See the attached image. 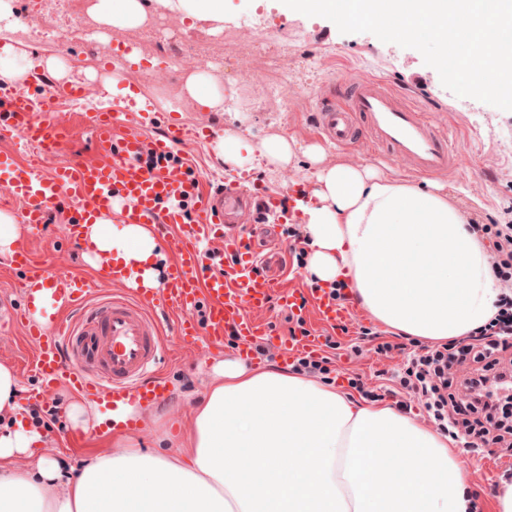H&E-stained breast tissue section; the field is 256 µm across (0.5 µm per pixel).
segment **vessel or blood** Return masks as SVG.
<instances>
[{
	"mask_svg": "<svg viewBox=\"0 0 512 512\" xmlns=\"http://www.w3.org/2000/svg\"><path fill=\"white\" fill-rule=\"evenodd\" d=\"M62 94L78 103L87 89L71 84L34 99L18 97L0 121V135L19 136L30 153L22 160L0 152V193L24 201L19 218L32 231H40L52 210L66 203L76 217L63 225L62 233L77 248L85 246L84 225L114 216L123 224L149 227L163 240L172 261L160 286L146 289L131 286L124 267L110 259H101L87 274L66 265L47 267L27 246H18L13 263L26 273L21 285L25 299L49 291L66 315L39 322L29 309L0 301V326L18 329L34 346L32 371L42 395L68 384L108 410L113 429L134 428L139 421L132 406L150 409L170 395L160 368L168 352L164 331L178 337L180 359L190 365L222 349L230 330L247 342L260 337L274 342L265 314L277 304L293 311L301 304L302 291L279 236L280 225L296 222L298 216L284 211L278 196L262 192L246 176L205 190L179 169L164 166L149 172L134 166V158L148 145L140 128L155 115L132 99L127 109L137 122L117 140L112 137L115 114L96 108L83 112L108 159L77 160L42 172L40 162L57 156L69 140L70 123L57 108ZM318 122L320 133L337 146L387 154L418 174L442 173L458 162L449 136L376 79L347 82L320 112ZM211 135L204 125L188 134L170 123L163 137L148 146L163 159L187 138ZM185 198L198 205L196 224L186 221L180 206ZM212 248L238 254V264L211 270ZM260 263L266 265V275L255 274ZM202 301L207 313L201 322L195 310ZM312 305L317 317L332 325L352 318V307L337 308L319 293Z\"/></svg>",
	"mask_w": 512,
	"mask_h": 512,
	"instance_id": "obj_1",
	"label": "vessel or blood"
}]
</instances>
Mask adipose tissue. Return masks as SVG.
<instances>
[{
	"instance_id": "adipose-tissue-1",
	"label": "adipose tissue",
	"mask_w": 512,
	"mask_h": 512,
	"mask_svg": "<svg viewBox=\"0 0 512 512\" xmlns=\"http://www.w3.org/2000/svg\"><path fill=\"white\" fill-rule=\"evenodd\" d=\"M166 11L224 30V0H157ZM101 26L137 29L142 0H91ZM182 99L204 112L224 108L209 71H187ZM225 163L288 166L291 141L246 146L225 132ZM315 202L302 208L309 270L354 288L381 323L433 342L467 335L496 313L501 294L488 243L468 227L440 186L378 175L366 166L321 167ZM93 257L123 262L157 287L163 254L141 224H88ZM19 378L0 363V512H472L459 453L444 437L389 406L363 404L336 388L282 370L213 366L208 391L189 407L182 456L148 453L116 438L79 473L37 456L41 432L22 418Z\"/></svg>"
}]
</instances>
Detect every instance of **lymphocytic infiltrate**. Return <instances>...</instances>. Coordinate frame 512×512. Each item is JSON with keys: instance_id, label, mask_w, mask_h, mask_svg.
<instances>
[{"instance_id": "obj_1", "label": "lymphocytic infiltrate", "mask_w": 512, "mask_h": 512, "mask_svg": "<svg viewBox=\"0 0 512 512\" xmlns=\"http://www.w3.org/2000/svg\"><path fill=\"white\" fill-rule=\"evenodd\" d=\"M471 230L493 245L491 269L506 292L497 301L498 312L484 326L447 343L415 345L381 340L373 328L359 326L350 332L340 325L337 332L321 330L320 353H297L291 367L302 375L328 373L336 359H358L362 341L374 342L376 352L400 354L403 365L389 383L372 386L363 375L350 371L344 378L362 398L379 401L396 398L405 411L420 405L431 423L478 453L499 449L512 456V225L475 224Z\"/></svg>"}]
</instances>
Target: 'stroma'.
<instances>
[{"mask_svg": "<svg viewBox=\"0 0 512 512\" xmlns=\"http://www.w3.org/2000/svg\"><path fill=\"white\" fill-rule=\"evenodd\" d=\"M54 2L12 0L14 16L21 26L16 38L22 49L31 55L62 59L70 72L69 81H83L90 89L104 91V104L116 111L131 89L146 96L162 93L173 99V111L160 114L156 124L145 129V141H153L171 122L189 130L204 122L215 136L231 131L249 145L274 137L288 138L294 141L297 150L290 166L272 173L258 164L249 172L257 186L277 195L283 194L289 184L303 195H310L316 186L313 173L320 165H368L391 178H411L415 183L426 184L429 179L410 176L397 161L336 147L321 140L314 129L321 98L332 80L344 75L353 79H383L403 86L408 100L443 126L458 147L456 168L431 180L444 187L450 201L461 202L465 218L483 224H512V111L454 95L442 85L437 71L425 64L416 49L382 42L367 32L341 33L326 18L283 11L281 0H226L224 31L218 35L211 34L209 24L180 18L165 12L156 0H144L151 18L163 23L160 39H144L136 30H112L100 40H81L78 31L93 23L87 12V0H72L66 29L51 31L46 27V14ZM118 42L134 46L139 59L127 63L120 81L106 91L102 80L112 74V46ZM203 56L219 59V66L213 67L211 74L217 87L231 93L233 109L203 114L192 103L177 100L184 66L193 65ZM173 59L183 60V67L169 69L168 63ZM411 72L422 74V83L402 85L403 75ZM285 74L291 76L294 88L284 100L270 95L269 88ZM68 112L72 116L71 136L65 151L58 155V162L76 157L88 161L103 159L104 154L95 144L78 108L69 107ZM317 144L322 146L324 156L316 165L304 151ZM177 153L190 159L196 176L203 180H225L239 174L237 168L224 163L212 142L189 140ZM74 216L73 208L61 205L43 232L33 235L27 226H20L19 241L45 263L63 256L71 267L89 270L90 260L59 236V225ZM32 353L18 330H0V362H8L17 369L18 400L25 406L35 404L39 386L34 373L23 369ZM237 359L250 369H285L292 361L290 355L273 345L267 357L261 359L241 355L238 349L227 347L210 362L195 366L173 364L168 369L170 402L140 413V425L131 429V436L139 440L143 450L163 448L177 453L188 408L207 391L213 363ZM71 431L66 419H59L53 430L45 432L38 451L57 457L61 465L77 470L86 463L90 450H105L107 444L98 437L93 441L72 437ZM163 432L169 436L165 445L158 440ZM462 459L475 498L485 507H492L494 499L488 486L503 471L502 461L468 453Z\"/></svg>", "mask_w": 512, "mask_h": 512, "instance_id": "1", "label": "stroma"}]
</instances>
